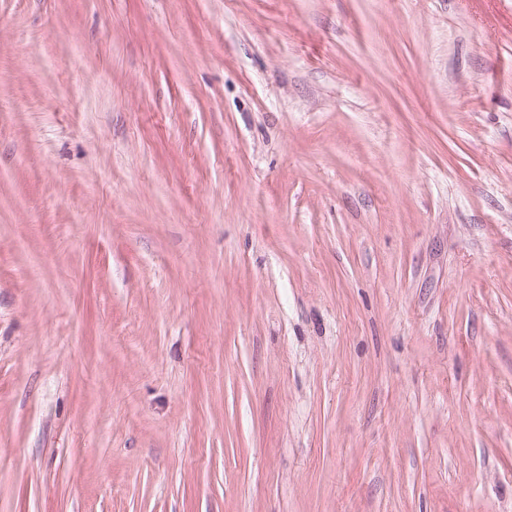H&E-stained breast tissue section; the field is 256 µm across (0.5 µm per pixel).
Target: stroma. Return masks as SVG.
Instances as JSON below:
<instances>
[{
  "label": "stroma",
  "instance_id": "stroma-1",
  "mask_svg": "<svg viewBox=\"0 0 512 512\" xmlns=\"http://www.w3.org/2000/svg\"><path fill=\"white\" fill-rule=\"evenodd\" d=\"M0 512H512V0H0Z\"/></svg>",
  "mask_w": 512,
  "mask_h": 512
}]
</instances>
